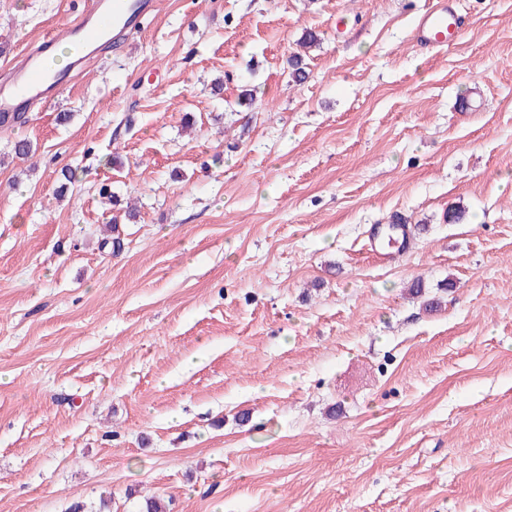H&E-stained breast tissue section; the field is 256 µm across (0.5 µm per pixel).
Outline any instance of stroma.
<instances>
[{
	"label": "stroma",
	"mask_w": 512,
	"mask_h": 512,
	"mask_svg": "<svg viewBox=\"0 0 512 512\" xmlns=\"http://www.w3.org/2000/svg\"><path fill=\"white\" fill-rule=\"evenodd\" d=\"M432 2L163 0L0 131V512H512V0ZM458 21L454 1L437 0L419 17L415 38L435 48L448 47L458 37Z\"/></svg>",
	"instance_id": "1"
}]
</instances>
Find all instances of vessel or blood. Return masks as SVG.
<instances>
[{"instance_id":"b4317fda","label":"vessel or blood","mask_w":512,"mask_h":512,"mask_svg":"<svg viewBox=\"0 0 512 512\" xmlns=\"http://www.w3.org/2000/svg\"><path fill=\"white\" fill-rule=\"evenodd\" d=\"M158 9L159 0H81L79 14L66 26V40L81 60H88L106 44L117 46L138 34ZM458 21L453 0H435L419 17L415 38L435 48L447 47L458 36ZM57 43L54 31H47L0 82V126L15 127L20 113L51 104L68 85L67 75L53 72L48 64Z\"/></svg>"}]
</instances>
